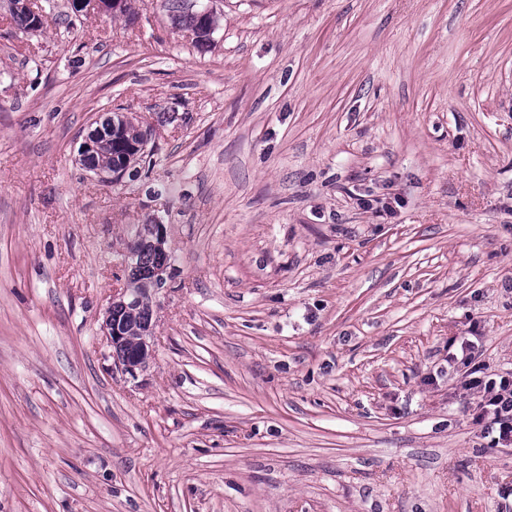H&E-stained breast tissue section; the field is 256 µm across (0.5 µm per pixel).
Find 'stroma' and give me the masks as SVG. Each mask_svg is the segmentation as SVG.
I'll list each match as a JSON object with an SVG mask.
<instances>
[{
  "label": "stroma",
  "mask_w": 512,
  "mask_h": 512,
  "mask_svg": "<svg viewBox=\"0 0 512 512\" xmlns=\"http://www.w3.org/2000/svg\"><path fill=\"white\" fill-rule=\"evenodd\" d=\"M0 0V512H512V0ZM119 112L153 165L79 162ZM395 199L393 214L359 198ZM145 224L152 353L105 308ZM163 6L168 11L173 12L172 19L177 24H182L190 27L194 32L199 26L198 14L201 11H193L185 7V0H164ZM140 233L143 237H146L144 241L145 245L150 246L157 257L156 255L152 254V252H139L137 257V263L139 266L142 269L151 266L147 271L139 272V266L134 262L135 255L134 253L129 252L125 260L124 268L127 273L134 272L137 277H139L140 282L144 283L148 288H145L142 285H137L136 281H133L131 288H127V286L124 288H114L101 326L106 343L111 348V356H113L115 364L120 367L124 373L129 374L132 377L136 376L137 370H141L143 367H145L147 358H129L120 352L126 337V326L120 323L133 326L137 330H141L148 324L153 323L151 297L147 294L141 293V300L138 303L140 295L137 290H134V288H145L149 289L150 292L162 288L166 281V274L168 273L171 265V255L167 247L165 225L145 224L143 231ZM126 300H129V302H126ZM117 304L123 305L126 309L129 306L134 308L125 310L124 308L116 307L113 309ZM115 320L120 321V323ZM137 330H134L129 334L131 339L128 341L126 346V350L130 351L132 354L137 353L140 349L139 343L137 342L139 338L138 336L140 335ZM152 335L153 324L147 326L140 339L142 348L148 355L149 348L152 346L149 342V340L153 338ZM461 361L466 367L467 380L462 387L478 394V412L473 420L482 426L485 434H494L496 445L512 446V376L490 378L482 375L483 364L479 360L482 348L468 336L459 337Z\"/></svg>",
  "instance_id": "obj_1"
}]
</instances>
